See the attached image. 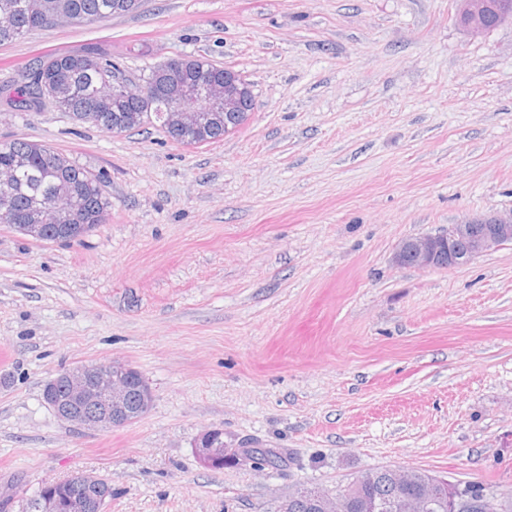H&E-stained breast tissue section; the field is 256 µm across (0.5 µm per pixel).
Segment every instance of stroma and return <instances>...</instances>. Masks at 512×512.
Returning <instances> with one entry per match:
<instances>
[{"label": "stroma", "instance_id": "obj_1", "mask_svg": "<svg viewBox=\"0 0 512 512\" xmlns=\"http://www.w3.org/2000/svg\"><path fill=\"white\" fill-rule=\"evenodd\" d=\"M457 0H144L137 13L0 45V83L40 56L111 47L136 77L204 56L255 108L215 143L112 134L0 106L24 139L103 175L82 243L0 224V512L83 472L104 512H278L376 468L484 486L512 512V243L447 268L397 243L512 211V23L474 38ZM118 360L152 406L92 431L42 398ZM276 448L278 469L198 459V437Z\"/></svg>", "mask_w": 512, "mask_h": 512}]
</instances>
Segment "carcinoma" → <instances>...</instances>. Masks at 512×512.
Wrapping results in <instances>:
<instances>
[{
  "instance_id": "1",
  "label": "carcinoma",
  "mask_w": 512,
  "mask_h": 512,
  "mask_svg": "<svg viewBox=\"0 0 512 512\" xmlns=\"http://www.w3.org/2000/svg\"><path fill=\"white\" fill-rule=\"evenodd\" d=\"M140 0H0V45L24 35L66 23L88 25L115 15L135 12ZM118 63L112 51L96 45L71 54L50 53L39 57L35 72H46L48 89L33 84L25 91L0 86V100L21 111H38L51 104L81 124L109 133H124L146 124H156L171 140L187 145H204L224 139V67L203 64L198 59H180L158 64L141 78L144 85L132 90L112 89V69ZM199 113L194 128L180 125L185 103ZM0 176L10 177L7 194L0 204L10 207L17 224H50L48 210L60 209L64 218L51 232L64 237L74 231L88 234L106 223L112 209L104 179L77 165L66 154L23 140L0 144ZM261 463L278 468L280 452L253 449ZM373 477L350 493L344 512H357L362 497L386 501L399 493L417 495L442 490L426 485L429 474L406 472L403 483L393 481V470L371 471ZM288 512H316L312 499L288 497Z\"/></svg>"
}]
</instances>
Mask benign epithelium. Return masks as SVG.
<instances>
[{
  "instance_id": "obj_1",
  "label": "benign epithelium",
  "mask_w": 512,
  "mask_h": 512,
  "mask_svg": "<svg viewBox=\"0 0 512 512\" xmlns=\"http://www.w3.org/2000/svg\"><path fill=\"white\" fill-rule=\"evenodd\" d=\"M459 25L473 36L491 29L487 0H457ZM255 98L245 80L236 72L224 79V116L254 109ZM512 240V211L485 217H473L453 224L442 233L427 234L401 241L393 253L399 266L437 268L466 264L480 254ZM135 368L120 362L88 363L58 372L43 388V400L65 422L90 429L112 430L124 427L143 416L145 407L133 402ZM232 450L224 447V433L206 431L196 443L199 460L215 467L224 464ZM66 490L56 491V484L41 487L37 512H101L111 488L102 479L77 473L62 481ZM319 512H341L344 499L330 491L313 494ZM436 502L431 496L401 495L387 503L363 499L359 512H433ZM463 512H498L490 498L458 505Z\"/></svg>"
}]
</instances>
